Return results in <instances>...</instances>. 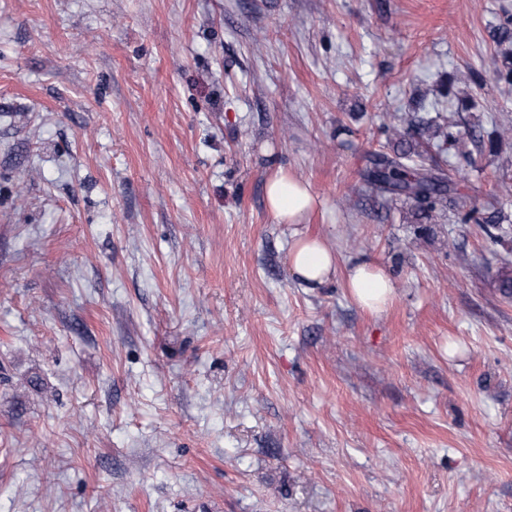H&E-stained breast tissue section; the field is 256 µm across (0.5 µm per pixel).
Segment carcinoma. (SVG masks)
Listing matches in <instances>:
<instances>
[{
	"mask_svg": "<svg viewBox=\"0 0 512 512\" xmlns=\"http://www.w3.org/2000/svg\"><path fill=\"white\" fill-rule=\"evenodd\" d=\"M506 41L509 42V47L502 52L504 58L502 75L512 82V31L505 27L498 44L501 45ZM411 124L444 128L448 133L443 135V142L457 149L466 146L462 134L455 135L449 132L453 123L446 118L439 121L434 118L426 120L414 115L411 118ZM417 156L419 153L409 146L401 147L392 155L381 151L373 153L370 166L363 172L366 188L381 197L404 198L411 201L417 210L424 214L448 207L455 212L460 223L475 222L482 225L489 243H498L504 217L494 213L480 217L476 208L466 210L459 202L458 182L465 180L466 175L460 173L457 179L453 180L448 177L442 165L436 163L430 167L423 166L416 162Z\"/></svg>",
	"mask_w": 512,
	"mask_h": 512,
	"instance_id": "carcinoma-1",
	"label": "carcinoma"
}]
</instances>
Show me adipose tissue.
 Segmentation results:
<instances>
[{"label": "adipose tissue", "instance_id": "ef3b65f1", "mask_svg": "<svg viewBox=\"0 0 512 512\" xmlns=\"http://www.w3.org/2000/svg\"><path fill=\"white\" fill-rule=\"evenodd\" d=\"M314 202L306 183L286 175L276 176L266 185L267 206L279 223H300ZM288 268L301 285L319 288L335 276L336 254L323 237L299 233L288 252ZM345 279L353 299L376 313L384 309L395 291L391 273L364 256L348 266Z\"/></svg>", "mask_w": 512, "mask_h": 512}]
</instances>
